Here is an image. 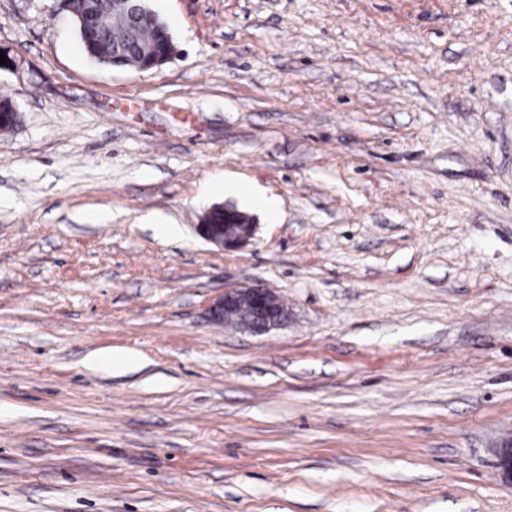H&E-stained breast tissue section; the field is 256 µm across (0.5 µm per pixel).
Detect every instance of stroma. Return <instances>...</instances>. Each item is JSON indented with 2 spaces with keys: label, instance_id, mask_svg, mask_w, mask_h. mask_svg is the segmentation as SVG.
Returning <instances> with one entry per match:
<instances>
[{
  "label": "stroma",
  "instance_id": "1",
  "mask_svg": "<svg viewBox=\"0 0 512 512\" xmlns=\"http://www.w3.org/2000/svg\"><path fill=\"white\" fill-rule=\"evenodd\" d=\"M151 5L138 72L0 0V512H512V0ZM225 210L233 211L229 207H224ZM224 211L207 214L209 224L203 219L202 224L196 225V231L205 241L221 250L232 251L246 246L256 231V224H253V219L246 213H237L233 223L224 225L223 232L212 231V224H224ZM281 302L278 292L263 285L230 287L212 299L206 313L212 322L234 327L236 317L224 319V314L245 305L249 314L240 321L238 329L266 334L288 321V309Z\"/></svg>",
  "mask_w": 512,
  "mask_h": 512
}]
</instances>
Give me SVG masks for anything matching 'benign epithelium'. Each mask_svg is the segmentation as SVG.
Masks as SVG:
<instances>
[{"label": "benign epithelium", "instance_id": "benign-epithelium-1", "mask_svg": "<svg viewBox=\"0 0 512 512\" xmlns=\"http://www.w3.org/2000/svg\"><path fill=\"white\" fill-rule=\"evenodd\" d=\"M139 0H111V9L94 15V25L107 28L112 25V16H124L134 23L144 19ZM198 234L208 243L221 250L232 251L246 246L253 238L256 225L246 213H238L231 224L224 225L223 232L212 231L211 225H196ZM247 306L248 316L244 317L238 329L254 334H266L283 326L288 321V309L281 304L278 292L263 285L238 286L224 289V293L213 298L208 304V318L217 324L224 323V315ZM496 467L502 477L512 483V439L500 444L496 454Z\"/></svg>", "mask_w": 512, "mask_h": 512}]
</instances>
